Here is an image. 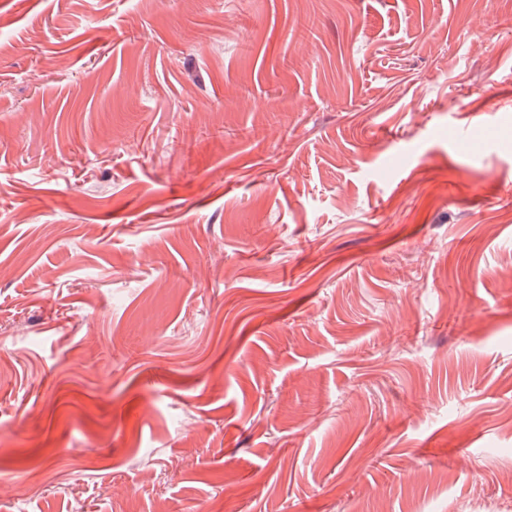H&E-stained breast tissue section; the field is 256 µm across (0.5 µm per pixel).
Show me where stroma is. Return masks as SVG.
Returning a JSON list of instances; mask_svg holds the SVG:
<instances>
[{
  "label": "stroma",
  "instance_id": "obj_1",
  "mask_svg": "<svg viewBox=\"0 0 512 512\" xmlns=\"http://www.w3.org/2000/svg\"><path fill=\"white\" fill-rule=\"evenodd\" d=\"M2 481L512 501V0H0Z\"/></svg>",
  "mask_w": 512,
  "mask_h": 512
}]
</instances>
